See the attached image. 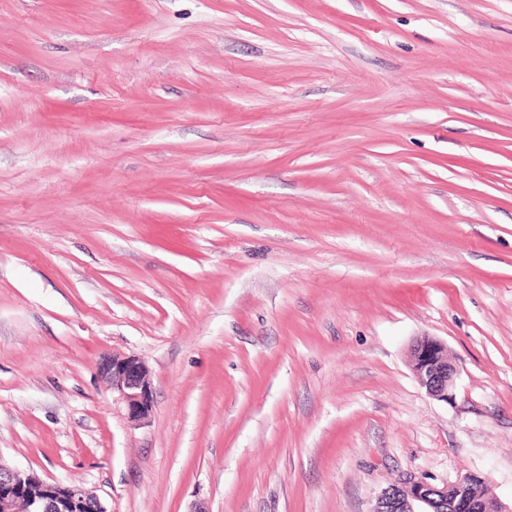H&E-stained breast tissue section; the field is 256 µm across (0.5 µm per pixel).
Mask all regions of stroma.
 Instances as JSON below:
<instances>
[{"mask_svg": "<svg viewBox=\"0 0 512 512\" xmlns=\"http://www.w3.org/2000/svg\"><path fill=\"white\" fill-rule=\"evenodd\" d=\"M0 464L108 512L511 503L512 0H0ZM411 366L429 396L448 401L459 370L443 342L430 336L417 339L411 349ZM102 376L118 393L132 422H148L153 404V387L148 368L134 355L112 354L100 363ZM486 487L480 473H468L456 482L438 486L427 478L403 473L376 497L369 512H511L494 496L478 497L474 491Z\"/></svg>", "mask_w": 512, "mask_h": 512, "instance_id": "35a3bbf8", "label": "stroma"}]
</instances>
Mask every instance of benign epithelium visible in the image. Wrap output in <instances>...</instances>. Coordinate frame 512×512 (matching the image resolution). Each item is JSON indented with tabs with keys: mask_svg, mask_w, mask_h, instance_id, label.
<instances>
[{
	"mask_svg": "<svg viewBox=\"0 0 512 512\" xmlns=\"http://www.w3.org/2000/svg\"><path fill=\"white\" fill-rule=\"evenodd\" d=\"M411 366L422 388L432 398L448 401L458 366L447 346L430 336L415 341ZM102 376L118 393L128 418L148 422L153 387L148 368L134 355L114 354L100 363ZM486 486L480 473H467L452 484L438 486L425 477L402 474L380 492L369 512H512L494 496L478 497L474 491ZM0 512H108L94 492L77 485L50 483L34 473L0 464Z\"/></svg>",
	"mask_w": 512,
	"mask_h": 512,
	"instance_id": "1",
	"label": "benign epithelium"
}]
</instances>
